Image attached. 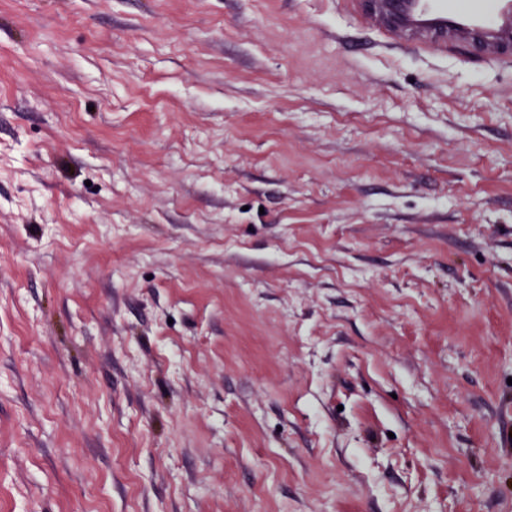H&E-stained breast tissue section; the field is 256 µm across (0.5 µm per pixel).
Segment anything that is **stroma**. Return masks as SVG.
<instances>
[{
    "mask_svg": "<svg viewBox=\"0 0 512 512\" xmlns=\"http://www.w3.org/2000/svg\"><path fill=\"white\" fill-rule=\"evenodd\" d=\"M507 56L0 0V512H512Z\"/></svg>",
    "mask_w": 512,
    "mask_h": 512,
    "instance_id": "stroma-1",
    "label": "stroma"
}]
</instances>
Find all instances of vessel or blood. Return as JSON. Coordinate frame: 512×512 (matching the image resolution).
Here are the masks:
<instances>
[{
	"label": "vessel or blood",
	"instance_id": "obj_1",
	"mask_svg": "<svg viewBox=\"0 0 512 512\" xmlns=\"http://www.w3.org/2000/svg\"><path fill=\"white\" fill-rule=\"evenodd\" d=\"M359 16L389 43L423 52L450 36L480 40L492 55L512 44V0H382L381 10L363 8Z\"/></svg>",
	"mask_w": 512,
	"mask_h": 512
}]
</instances>
